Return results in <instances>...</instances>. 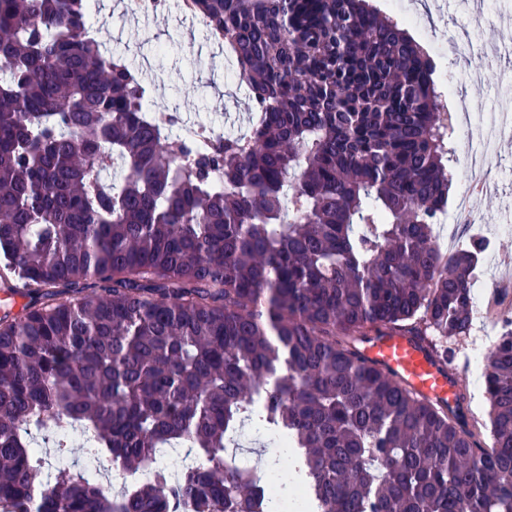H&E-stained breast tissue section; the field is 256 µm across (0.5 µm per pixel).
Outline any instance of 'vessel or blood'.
Here are the masks:
<instances>
[{"label": "vessel or blood", "instance_id": "b4317fda", "mask_svg": "<svg viewBox=\"0 0 512 512\" xmlns=\"http://www.w3.org/2000/svg\"><path fill=\"white\" fill-rule=\"evenodd\" d=\"M362 353L402 387L438 404L455 406L464 387L461 365L442 367L430 350L410 337L375 336L364 343Z\"/></svg>", "mask_w": 512, "mask_h": 512}]
</instances>
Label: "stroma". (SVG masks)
<instances>
[{"label":"stroma","instance_id":"obj_1","mask_svg":"<svg viewBox=\"0 0 512 512\" xmlns=\"http://www.w3.org/2000/svg\"><path fill=\"white\" fill-rule=\"evenodd\" d=\"M378 11L395 18L413 39L428 48L435 61L438 84L448 87V110L462 148L466 122L507 107L512 87V55L489 64L486 45L512 46V0H371ZM97 37L110 51L143 69L153 86L158 108H178L192 120L247 125L250 101L239 80L229 73L223 48L207 41L181 11L177 0L167 10L146 17L132 15L126 0H93ZM466 40L470 53L461 59L450 53L453 41ZM486 191L476 194L477 223L446 226L439 244L450 254L474 235L489 234L493 262L482 265L474 290L475 319L470 336L449 341L452 354L467 365L486 362L496 339V327L512 316V231L501 229L512 209V135H502L488 159Z\"/></svg>","mask_w":512,"mask_h":512}]
</instances>
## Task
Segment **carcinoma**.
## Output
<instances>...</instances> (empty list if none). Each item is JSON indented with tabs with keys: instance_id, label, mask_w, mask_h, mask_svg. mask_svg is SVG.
<instances>
[{
	"instance_id": "1",
	"label": "carcinoma",
	"mask_w": 512,
	"mask_h": 512,
	"mask_svg": "<svg viewBox=\"0 0 512 512\" xmlns=\"http://www.w3.org/2000/svg\"><path fill=\"white\" fill-rule=\"evenodd\" d=\"M252 116L201 148L146 111L139 69L86 36L91 0H0V512H285L247 434L297 448L318 512H512V320L482 386L490 425L360 352L401 333L448 364L488 243L443 254L451 129L434 63L367 0H189ZM128 170L116 188L103 172ZM224 185L214 184L215 174ZM66 421L69 433L54 425ZM135 476L112 497L72 432ZM161 448L194 464L173 478Z\"/></svg>"
}]
</instances>
